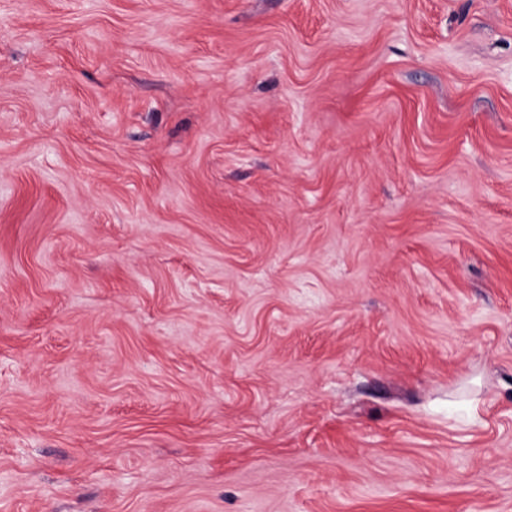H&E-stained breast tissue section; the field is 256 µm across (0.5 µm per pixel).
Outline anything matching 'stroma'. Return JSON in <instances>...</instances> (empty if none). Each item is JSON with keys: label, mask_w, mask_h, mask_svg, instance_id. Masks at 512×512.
Here are the masks:
<instances>
[{"label": "stroma", "mask_w": 512, "mask_h": 512, "mask_svg": "<svg viewBox=\"0 0 512 512\" xmlns=\"http://www.w3.org/2000/svg\"><path fill=\"white\" fill-rule=\"evenodd\" d=\"M0 512H512V0H0Z\"/></svg>", "instance_id": "obj_1"}]
</instances>
